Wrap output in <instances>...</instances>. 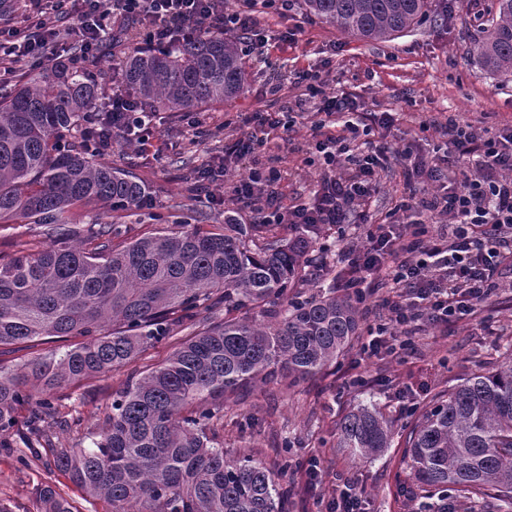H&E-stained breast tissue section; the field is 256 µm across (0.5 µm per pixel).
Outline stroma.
<instances>
[{"label":"stroma","instance_id":"1","mask_svg":"<svg viewBox=\"0 0 512 512\" xmlns=\"http://www.w3.org/2000/svg\"><path fill=\"white\" fill-rule=\"evenodd\" d=\"M227 11L250 9L257 21L255 32L269 43L267 56L248 55L246 91L238 98L187 115L157 110L152 116L157 137L165 148L163 160H153L136 146L115 139L103 162L116 168H134L150 188L152 207L138 215L117 213L114 223L129 224L132 234L161 230L175 222L220 224L232 218L237 224H256V209L243 206L232 188L246 177L254 162L274 163L282 174L274 186L283 205L310 202L322 176L319 165L309 163V148L316 134L317 99L296 74L302 69H325L336 94L349 96L367 113H391L390 128L374 127L376 140L392 147H410L427 154L444 147V124L455 116L458 124L477 131L512 126V83L502 82L478 64L472 48L482 36L485 16L494 0H454L444 21L426 22L390 42H366L311 18L294 0L287 17L258 0H224ZM117 40L113 52L101 53L96 69L105 90H125L113 75L114 57L125 56L138 45L131 25L111 19ZM293 41H285L286 32ZM263 109L297 113L291 129L274 128L264 146L252 156L239 158L228 147L241 134L239 118ZM223 166L224 183L215 185L199 176L204 162ZM413 192L402 176L400 162H392L379 177V187L365 214L353 223L323 225L316 240L310 268L314 285H344L348 260L353 252L377 233L379 222ZM497 295L480 304L476 319L442 329L425 324L400 357L363 354L360 339L366 338L374 318L360 322L358 341L311 380L286 390L269 386L238 402L224 406L221 441L227 458L251 449L268 464L279 462L287 450L293 466L287 477L292 491L290 512H303L308 498L295 469L318 459L329 474L358 478L365 489L367 512H472L474 505L457 493L421 491L404 463L403 438L415 424L431 397L467 373L496 369L505 353L512 351V267L502 268ZM171 345L149 349L130 366L93 379L80 387L54 389L62 413L81 415L80 429L58 431L60 447L86 446L85 434L104 419L113 393L125 387L133 373L166 360ZM372 404L394 422L391 448L372 461L353 458L337 448L341 417L350 408ZM10 447H0V501L11 512H37L33 490L40 484L59 486L79 512H107L101 501H87L53 464L51 455L22 463L18 435H10Z\"/></svg>","mask_w":512,"mask_h":512}]
</instances>
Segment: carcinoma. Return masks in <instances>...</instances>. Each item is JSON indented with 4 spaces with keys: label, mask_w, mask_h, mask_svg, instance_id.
I'll return each mask as SVG.
<instances>
[{
    "label": "carcinoma",
    "mask_w": 512,
    "mask_h": 512,
    "mask_svg": "<svg viewBox=\"0 0 512 512\" xmlns=\"http://www.w3.org/2000/svg\"><path fill=\"white\" fill-rule=\"evenodd\" d=\"M309 16L365 41H391L431 17V0H302ZM479 62L512 81V0H496ZM240 37L214 30L163 52L136 48L126 85L170 112L221 104L243 90ZM89 72L61 60L0 88V222L43 227L46 244L18 240L0 261V346L75 338L61 352L17 368L0 365V435L25 408V448H41L77 488L109 512H289L281 474L251 450L230 460L216 442L224 402L268 383L288 388L344 354L359 329L351 294L308 286L313 224L284 243L257 224H175L127 236L125 224L76 227L77 204L135 212L152 200L131 170L98 162L77 132L102 97ZM175 340L171 356L112 396L91 446H56L60 419L46 393L137 361ZM393 426L375 406L344 414L337 447L363 461L392 447ZM407 466L422 489L451 486L468 500L512 512V359L472 372L437 394L405 437ZM38 512H75L62 490H35Z\"/></svg>",
    "instance_id": "obj_1"
}]
</instances>
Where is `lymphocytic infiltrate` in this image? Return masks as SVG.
Wrapping results in <instances>:
<instances>
[{
    "mask_svg": "<svg viewBox=\"0 0 512 512\" xmlns=\"http://www.w3.org/2000/svg\"><path fill=\"white\" fill-rule=\"evenodd\" d=\"M112 17L138 24L146 45L158 51L173 41L194 39L202 27L241 31L246 52L262 49L248 37L251 13H225L224 0H24L22 18H0V76L14 73L21 58L35 66L54 58L62 21L80 33L72 60L85 65L106 38ZM298 79L320 96L321 114L346 118L342 135L313 144L327 166L314 203L283 206L271 190L281 173L272 168H251L234 194L256 204L267 224L350 223L377 191L387 150H355L362 131L352 116L359 106L349 97L327 93L328 76L302 70ZM448 129L455 152L472 164L470 175L459 182L443 179L437 155H416L405 167L409 184H436V192L419 197L414 206L447 216L448 235H429L421 222L407 225L399 236L380 233L352 260L348 271L347 286L358 297L376 296L391 323L402 327H417L426 317L448 324L471 315L494 291L500 267L512 264V130L486 138L453 120ZM107 131L135 139L145 152L154 139L137 102L122 95L110 99L85 134L97 140Z\"/></svg>",
    "mask_w": 512,
    "mask_h": 512,
    "instance_id": "1",
    "label": "lymphocytic infiltrate"
}]
</instances>
